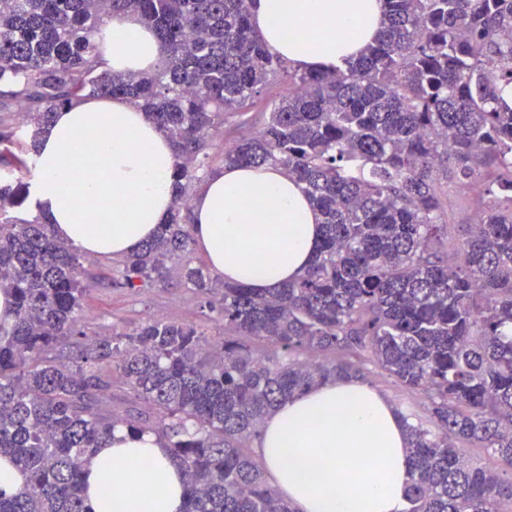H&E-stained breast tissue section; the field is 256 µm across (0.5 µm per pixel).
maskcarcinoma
Returning a JSON list of instances; mask_svg holds the SVG:
<instances>
[{"instance_id": "carcinoma-1", "label": "carcinoma", "mask_w": 512, "mask_h": 512, "mask_svg": "<svg viewBox=\"0 0 512 512\" xmlns=\"http://www.w3.org/2000/svg\"><path fill=\"white\" fill-rule=\"evenodd\" d=\"M136 13L161 51L150 73H114L95 39ZM383 28L331 72L270 56L250 0H0V167L29 171L55 112L121 97L173 143L182 164L156 235L122 260V288L173 276L221 288L224 341L148 321L98 336L80 312L88 257L39 215H9L27 185L0 181V457L24 486L0 512H90L83 474L120 426L153 432L186 477L185 512H294L250 441L273 411L372 363L425 400L401 410L410 484L403 512H500L512 481L465 445L512 465V0H383ZM285 85L266 97L273 83ZM263 114L220 154L231 120ZM274 164L303 185L323 239L297 279L265 294L220 283L190 259L192 194L214 165ZM494 175L475 224L448 243L450 185ZM268 350L253 353L250 343ZM324 355L320 363L300 359ZM120 379L146 407L105 413ZM468 454L477 465L496 471L504 479L512 480V467L497 457L490 455L483 448H469Z\"/></svg>"}]
</instances>
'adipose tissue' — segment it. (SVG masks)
Masks as SVG:
<instances>
[{
  "mask_svg": "<svg viewBox=\"0 0 512 512\" xmlns=\"http://www.w3.org/2000/svg\"><path fill=\"white\" fill-rule=\"evenodd\" d=\"M268 51L301 72H327L376 38L382 0H252ZM102 47L116 73L160 61L137 15L112 17ZM181 163L169 139L120 97L83 100L56 113L38 145L32 209L57 238L93 257L119 258L152 237L173 200ZM190 234L210 273L264 292L301 275L319 241V215L280 166L214 171L191 203ZM407 431L368 384L326 381L283 403L255 448L296 512H402L409 484ZM91 512H183L185 485L152 433L118 428L84 475Z\"/></svg>",
  "mask_w": 512,
  "mask_h": 512,
  "instance_id": "obj_1",
  "label": "adipose tissue"
}]
</instances>
